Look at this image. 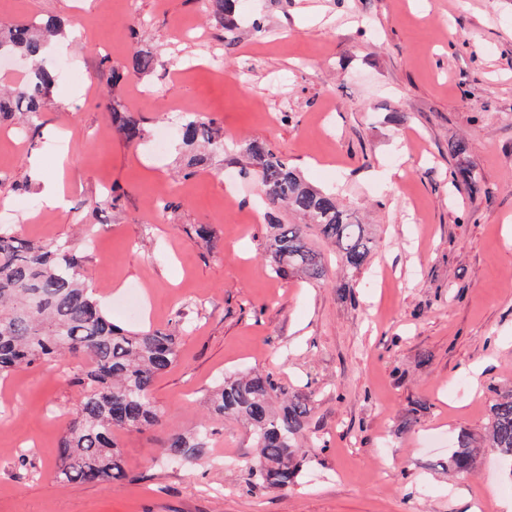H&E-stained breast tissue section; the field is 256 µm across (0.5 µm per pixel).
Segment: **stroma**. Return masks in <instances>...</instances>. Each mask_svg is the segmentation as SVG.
<instances>
[{"mask_svg":"<svg viewBox=\"0 0 512 512\" xmlns=\"http://www.w3.org/2000/svg\"><path fill=\"white\" fill-rule=\"evenodd\" d=\"M50 17L76 34L54 51L74 73L35 138L0 116V205L22 238L83 256L115 323L197 312L153 387L160 430L118 434L125 480L55 478L76 360L0 381V512H471L492 487L506 492L493 512H507L495 450L458 474L448 448L462 431L481 441L512 387V0H262L230 43L202 0H0V27ZM138 49L157 68L108 81L106 64ZM116 107L148 130L139 146L113 128ZM176 111L233 146L196 165L176 138L157 146ZM254 139L369 224L377 248L358 280L271 273L259 185L225 195L236 142ZM456 139L478 192L450 183ZM58 172L66 204L43 207ZM237 371L312 393L307 432L324 445L304 449L297 485L245 488L255 454L236 422L215 425L211 462L158 457L163 432L199 426L207 391Z\"/></svg>","mask_w":512,"mask_h":512,"instance_id":"obj_1","label":"stroma"}]
</instances>
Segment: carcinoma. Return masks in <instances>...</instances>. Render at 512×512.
Masks as SVG:
<instances>
[{
  "label": "carcinoma",
  "mask_w": 512,
  "mask_h": 512,
  "mask_svg": "<svg viewBox=\"0 0 512 512\" xmlns=\"http://www.w3.org/2000/svg\"><path fill=\"white\" fill-rule=\"evenodd\" d=\"M214 21L224 32L236 30L235 0H210ZM64 33V23L34 19L0 29V54L28 61L42 58L50 37ZM157 64L149 51H137L131 66L119 71L107 65L111 82L149 72ZM56 86L53 68L39 65L10 100L0 98V115L13 110L24 117L19 132L37 126L50 105ZM112 122L132 145L146 137L132 116L112 110ZM183 148L192 151L220 147L217 129L194 112L178 125ZM468 146L448 143V153L459 167L451 174L455 187L473 191L477 180L465 165ZM240 153L247 159L245 179L257 181L265 201L282 207L303 223L279 220L265 225V252L279 276L298 274L320 283L331 268L328 255L316 242L332 247L336 262L351 275L359 274L375 250L366 225L340 204L333 192L309 184L288 159L262 141H245ZM82 257L66 244H34L8 224L0 225V380L34 364L51 365L77 358L82 364L69 374L79 397L59 443L55 476L63 484H90L127 478L116 433L120 430L154 431L162 415L152 397L154 382L178 362L183 316L173 328L126 329L112 321L84 280ZM312 394L290 392L266 374L238 372L208 391L201 425L190 432H172L161 448L172 461L197 464L208 456L214 424L242 422L249 427L255 462L245 467L244 482L251 489H286L298 482L303 431L311 411ZM504 471L512 479V389L498 393L490 406L487 432ZM450 464L469 472L476 456L470 438L461 435L451 451Z\"/></svg>",
  "instance_id": "obj_1"
}]
</instances>
